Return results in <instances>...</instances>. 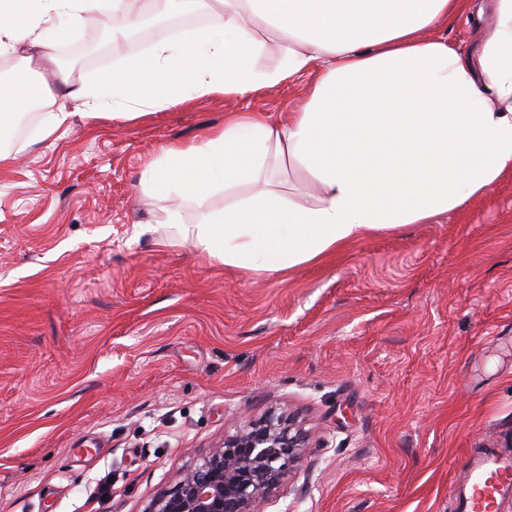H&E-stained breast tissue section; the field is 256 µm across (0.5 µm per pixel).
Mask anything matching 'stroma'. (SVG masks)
Here are the masks:
<instances>
[{
	"label": "stroma",
	"mask_w": 512,
	"mask_h": 512,
	"mask_svg": "<svg viewBox=\"0 0 512 512\" xmlns=\"http://www.w3.org/2000/svg\"><path fill=\"white\" fill-rule=\"evenodd\" d=\"M491 13L438 34L468 52ZM73 40L138 55L124 26ZM304 84L175 101L128 120L59 98L66 133L0 165V512H144L268 412L309 434L261 512H452L468 448L512 443V174L429 224L365 235L287 274L162 245L146 164L237 112L286 123Z\"/></svg>",
	"instance_id": "1"
}]
</instances>
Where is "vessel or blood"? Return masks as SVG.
<instances>
[{
    "instance_id": "1",
    "label": "vessel or blood",
    "mask_w": 512,
    "mask_h": 512,
    "mask_svg": "<svg viewBox=\"0 0 512 512\" xmlns=\"http://www.w3.org/2000/svg\"><path fill=\"white\" fill-rule=\"evenodd\" d=\"M512 495V451L475 450L454 486L457 512H496Z\"/></svg>"
}]
</instances>
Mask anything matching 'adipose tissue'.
<instances>
[{"mask_svg": "<svg viewBox=\"0 0 512 512\" xmlns=\"http://www.w3.org/2000/svg\"><path fill=\"white\" fill-rule=\"evenodd\" d=\"M179 14L218 8L199 27L127 59L89 85L29 67L20 91L0 93V131L32 104L59 96L86 117L130 119L174 100L245 99L310 78L287 124L244 112L198 143L165 148L142 184L196 204V223L165 211L168 244L193 237L212 260L247 274L317 261L362 234L426 224L512 170V0L470 54L437 37L469 0H165ZM144 0H0V56L25 47L52 58L64 36L93 19L136 25ZM274 32L278 67L259 56ZM223 193L224 205L208 199Z\"/></svg>", "mask_w": 512, "mask_h": 512, "instance_id": "adipose-tissue-1", "label": "adipose tissue"}]
</instances>
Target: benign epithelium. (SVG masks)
Wrapping results in <instances>:
<instances>
[{
    "label": "benign epithelium",
    "instance_id": "obj_1",
    "mask_svg": "<svg viewBox=\"0 0 512 512\" xmlns=\"http://www.w3.org/2000/svg\"><path fill=\"white\" fill-rule=\"evenodd\" d=\"M303 448L300 431L270 414L212 449L158 492L145 512H258L299 463Z\"/></svg>",
    "mask_w": 512,
    "mask_h": 512
}]
</instances>
